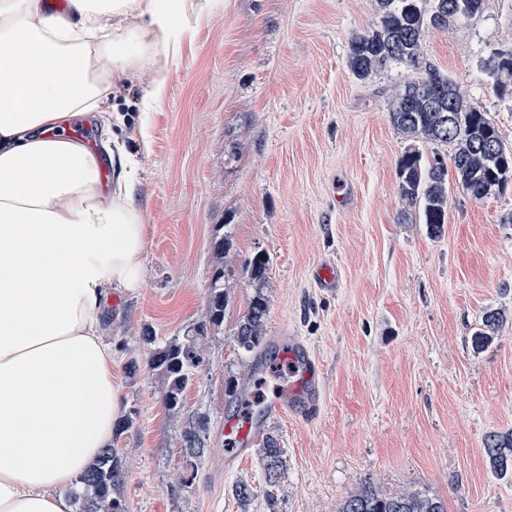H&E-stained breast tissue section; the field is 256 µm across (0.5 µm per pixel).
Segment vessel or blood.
<instances>
[{"label": "vessel or blood", "mask_w": 512, "mask_h": 512, "mask_svg": "<svg viewBox=\"0 0 512 512\" xmlns=\"http://www.w3.org/2000/svg\"><path fill=\"white\" fill-rule=\"evenodd\" d=\"M317 288L326 293L335 292L340 285V272L334 259L322 260L313 271ZM280 356L288 363V379L281 384L270 401L256 416L226 419L220 428L225 442L234 446L227 455V466L233 467L249 458L260 447L269 419L290 414L302 419L313 416L319 409L321 370L314 356L297 336L282 342Z\"/></svg>", "instance_id": "b4317fda"}]
</instances>
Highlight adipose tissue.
Masks as SVG:
<instances>
[{"mask_svg": "<svg viewBox=\"0 0 512 512\" xmlns=\"http://www.w3.org/2000/svg\"><path fill=\"white\" fill-rule=\"evenodd\" d=\"M178 2L0 0V512H70L112 445L124 394L100 317L141 288L146 226L135 161L105 189L99 154L63 126L174 42Z\"/></svg>", "mask_w": 512, "mask_h": 512, "instance_id": "adipose-tissue-1", "label": "adipose tissue"}]
</instances>
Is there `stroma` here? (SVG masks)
Instances as JSON below:
<instances>
[{
  "label": "stroma",
  "instance_id": "1",
  "mask_svg": "<svg viewBox=\"0 0 512 512\" xmlns=\"http://www.w3.org/2000/svg\"><path fill=\"white\" fill-rule=\"evenodd\" d=\"M377 21L375 0H183L171 49L113 86L106 109L138 162L146 226L143 286L102 315L132 420L112 439L127 512H338L367 482L426 489L447 512H512V477L494 476L484 454L487 434L512 430V191L476 201L450 185L436 235L404 215L397 162L408 143L388 105L414 73L393 65L360 81L346 66L352 34ZM510 47L512 0H484L468 22L429 31L423 53L512 146V97L483 70ZM158 69L167 81L149 104ZM256 251L273 261L266 338L291 331L324 371L316 421L268 424L285 461L272 487L260 455L225 471L217 438L241 413L226 383L249 368L233 332L253 294L241 268ZM327 256L342 273L333 295L310 280ZM219 267L232 272L229 303L209 327ZM492 309L507 323L475 349ZM200 326L202 362L168 408L166 378L147 361ZM201 415L204 454L191 473L184 435ZM241 482L253 489L244 506L233 496Z\"/></svg>",
  "mask_w": 512,
  "mask_h": 512
}]
</instances>
